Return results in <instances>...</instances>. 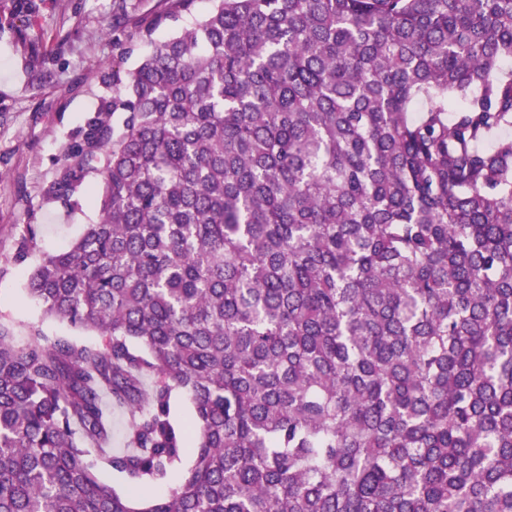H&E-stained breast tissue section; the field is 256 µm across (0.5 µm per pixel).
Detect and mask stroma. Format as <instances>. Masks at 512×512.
I'll use <instances>...</instances> for the list:
<instances>
[{"label": "stroma", "mask_w": 512, "mask_h": 512, "mask_svg": "<svg viewBox=\"0 0 512 512\" xmlns=\"http://www.w3.org/2000/svg\"><path fill=\"white\" fill-rule=\"evenodd\" d=\"M111 14L112 0H46L24 36L0 32V323L12 325L20 342L33 326L48 336L96 340L95 333L45 317L25 281L42 253L69 247L96 219V182L85 184L77 210L47 200L44 190L64 146L97 106L96 73L113 62L104 35ZM32 46L47 53L49 63L28 65ZM30 225L36 245L22 259L20 242Z\"/></svg>", "instance_id": "obj_1"}]
</instances>
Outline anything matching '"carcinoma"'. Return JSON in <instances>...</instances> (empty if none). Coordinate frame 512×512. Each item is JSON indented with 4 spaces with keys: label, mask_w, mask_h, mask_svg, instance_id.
Masks as SVG:
<instances>
[{
    "label": "carcinoma",
    "mask_w": 512,
    "mask_h": 512,
    "mask_svg": "<svg viewBox=\"0 0 512 512\" xmlns=\"http://www.w3.org/2000/svg\"><path fill=\"white\" fill-rule=\"evenodd\" d=\"M211 2L113 0L27 278L100 341L0 323V512H512V0ZM172 1L173 0H128L127 10L130 21L127 22V33L134 31V21L138 17L161 9H173L174 2ZM212 2L210 0H197L196 9L193 15H184L177 22L172 23L170 28H166L160 31L159 37L168 38L181 31L183 28L191 27L197 19H200L210 8Z\"/></svg>",
    "instance_id": "1"
}]
</instances>
